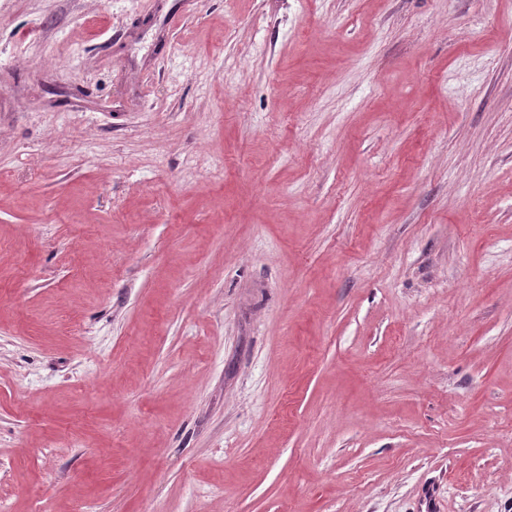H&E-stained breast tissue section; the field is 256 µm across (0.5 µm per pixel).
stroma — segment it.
<instances>
[{
  "mask_svg": "<svg viewBox=\"0 0 512 512\" xmlns=\"http://www.w3.org/2000/svg\"><path fill=\"white\" fill-rule=\"evenodd\" d=\"M512 512V0H0V512Z\"/></svg>",
  "mask_w": 512,
  "mask_h": 512,
  "instance_id": "stroma-1",
  "label": "stroma"
}]
</instances>
